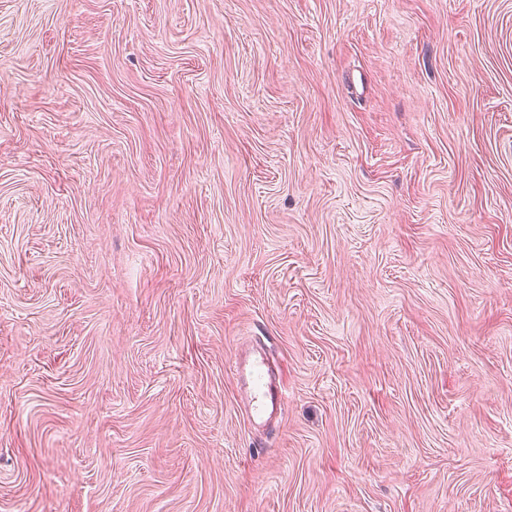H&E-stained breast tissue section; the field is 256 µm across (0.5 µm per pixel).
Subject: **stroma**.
I'll use <instances>...</instances> for the list:
<instances>
[{
	"mask_svg": "<svg viewBox=\"0 0 512 512\" xmlns=\"http://www.w3.org/2000/svg\"><path fill=\"white\" fill-rule=\"evenodd\" d=\"M0 512H512V0H0ZM266 358L254 355L235 362V371L246 385V412L253 426L264 423L274 411L280 410L282 398L274 382L268 378Z\"/></svg>",
	"mask_w": 512,
	"mask_h": 512,
	"instance_id": "35a3bbf8",
	"label": "stroma"
}]
</instances>
